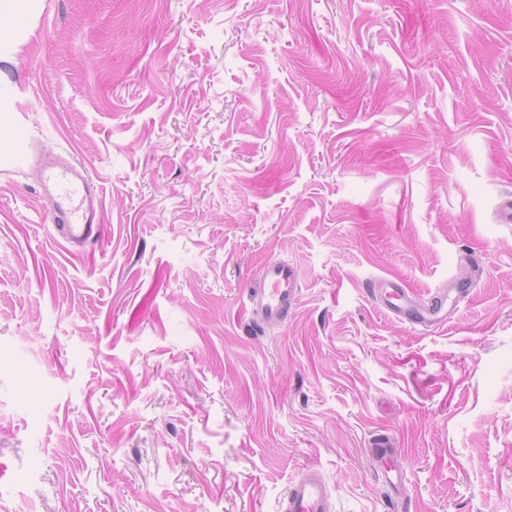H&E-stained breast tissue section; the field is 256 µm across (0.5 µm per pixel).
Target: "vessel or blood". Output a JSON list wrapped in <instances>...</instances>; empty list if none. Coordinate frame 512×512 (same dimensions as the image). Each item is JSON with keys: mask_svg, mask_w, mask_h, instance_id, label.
<instances>
[{"mask_svg": "<svg viewBox=\"0 0 512 512\" xmlns=\"http://www.w3.org/2000/svg\"><path fill=\"white\" fill-rule=\"evenodd\" d=\"M41 185L46 192L54 222L71 242H82L97 236L100 228L97 210L101 205V189L89 180L84 168L65 161L40 159ZM298 276L287 263L274 260L262 270L257 288L249 294V310L253 318L267 325L282 323L298 299ZM380 304L399 319L423 327H438L446 322L448 309L444 300L428 305H414L407 288L397 283L378 288ZM284 512H330L327 487L317 468L304 469L287 490Z\"/></svg>", "mask_w": 512, "mask_h": 512, "instance_id": "vessel-or-blood-1", "label": "vessel or blood"}]
</instances>
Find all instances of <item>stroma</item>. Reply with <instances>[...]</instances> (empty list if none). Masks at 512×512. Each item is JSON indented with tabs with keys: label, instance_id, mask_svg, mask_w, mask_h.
I'll return each instance as SVG.
<instances>
[{
	"label": "stroma",
	"instance_id": "stroma-1",
	"mask_svg": "<svg viewBox=\"0 0 512 512\" xmlns=\"http://www.w3.org/2000/svg\"><path fill=\"white\" fill-rule=\"evenodd\" d=\"M26 28L0 512H283L308 467L332 512H512V0H41ZM39 151L100 185L98 236L60 237ZM271 260L301 286L275 326L244 309ZM388 288L381 285L374 292L380 304L398 319L423 327H438L448 319V307H445V299L439 298L428 305H414L408 288L397 283L389 282Z\"/></svg>",
	"mask_w": 512,
	"mask_h": 512
}]
</instances>
